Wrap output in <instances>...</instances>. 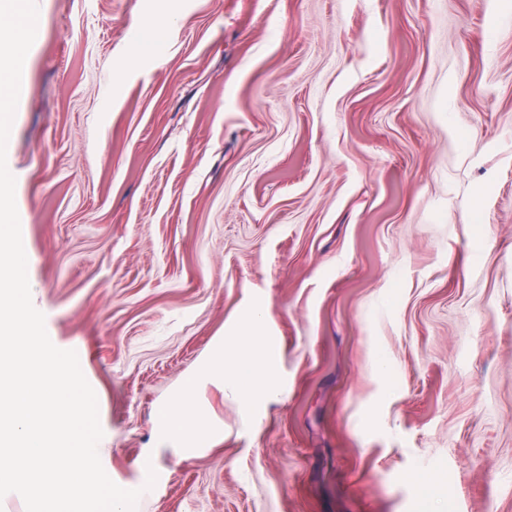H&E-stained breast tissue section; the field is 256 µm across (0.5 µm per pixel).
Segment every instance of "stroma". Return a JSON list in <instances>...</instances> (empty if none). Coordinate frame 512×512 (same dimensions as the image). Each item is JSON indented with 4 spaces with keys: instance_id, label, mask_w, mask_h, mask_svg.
Wrapping results in <instances>:
<instances>
[{
    "instance_id": "35a3bbf8",
    "label": "stroma",
    "mask_w": 512,
    "mask_h": 512,
    "mask_svg": "<svg viewBox=\"0 0 512 512\" xmlns=\"http://www.w3.org/2000/svg\"><path fill=\"white\" fill-rule=\"evenodd\" d=\"M37 4L32 302L136 512H512V0ZM253 313L276 394L160 452Z\"/></svg>"
}]
</instances>
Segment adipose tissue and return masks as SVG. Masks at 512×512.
<instances>
[{
	"instance_id": "adipose-tissue-1",
	"label": "adipose tissue",
	"mask_w": 512,
	"mask_h": 512,
	"mask_svg": "<svg viewBox=\"0 0 512 512\" xmlns=\"http://www.w3.org/2000/svg\"><path fill=\"white\" fill-rule=\"evenodd\" d=\"M233 353L235 363L226 366L225 353ZM223 386L241 404L254 406L274 394L275 373L271 359L262 343L261 327L257 318L246 320L240 334L225 343L204 364L196 379L187 384L176 400L166 404L162 415L167 421L164 441L173 456L184 458L216 436L217 427L204 415L197 398L201 382Z\"/></svg>"
}]
</instances>
